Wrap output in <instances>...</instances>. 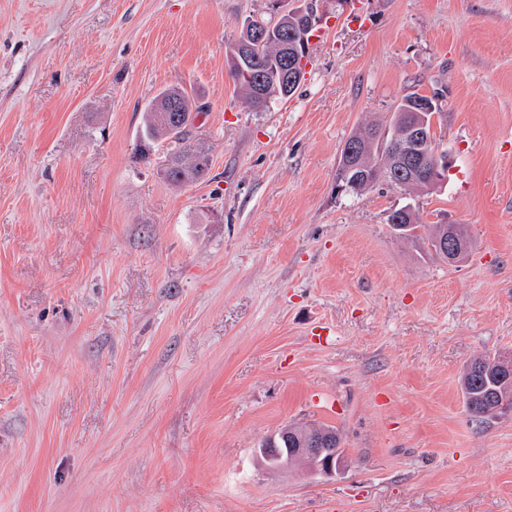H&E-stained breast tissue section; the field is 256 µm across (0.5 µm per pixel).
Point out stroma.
Returning <instances> with one entry per match:
<instances>
[{"instance_id":"obj_1","label":"stroma","mask_w":512,"mask_h":512,"mask_svg":"<svg viewBox=\"0 0 512 512\" xmlns=\"http://www.w3.org/2000/svg\"><path fill=\"white\" fill-rule=\"evenodd\" d=\"M273 3L0 0V512H512V412L460 383L512 357V0H315L304 81L257 110L227 49ZM168 87L210 156L184 186L135 157ZM414 92L437 190L338 192ZM435 224L470 255L431 258ZM307 423L335 478L261 462ZM428 126L429 135L431 136L434 132V120L431 121V126ZM439 143L436 141L435 134L432 135V140L428 141L427 145L422 149L424 154H428L435 149H438ZM425 166L427 169V175L430 180L437 181L442 179V176L448 172V154L440 151H434L430 153L425 159ZM444 225H447L446 227ZM448 225L454 226L457 228L458 234L460 235L463 243H462V251L460 256L458 257V262L464 260L469 253L471 252L473 248V243L471 238L467 235L466 231L460 224H435L432 225L433 228L431 230V233L427 237V251L428 253L436 257L437 259H440L443 262L446 261H454L455 254H456V241H459L458 236L451 232L448 233ZM441 236H448V240L438 239V248L439 250L444 253L445 256L448 254V260L436 250V240L437 238ZM456 260V261H457ZM482 369L485 367L488 371L485 376L473 375L467 376L463 372L461 378V390L464 398V405L471 420L480 421L482 419L496 418L512 409V397L502 403V406L495 409L498 404V393L502 392L503 386L496 387L500 381H496L494 372L498 364L502 363L501 356L484 355L472 361ZM494 383V384H492ZM495 402V403H494Z\"/></svg>"}]
</instances>
